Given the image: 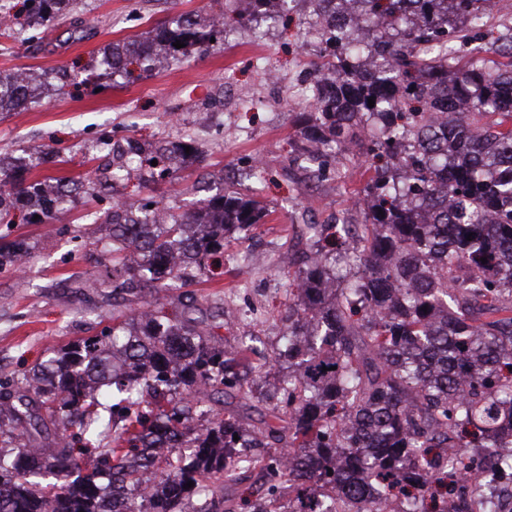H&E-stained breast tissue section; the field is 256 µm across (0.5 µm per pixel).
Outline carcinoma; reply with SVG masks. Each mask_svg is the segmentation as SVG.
Returning a JSON list of instances; mask_svg holds the SVG:
<instances>
[{
  "label": "carcinoma",
  "instance_id": "carcinoma-1",
  "mask_svg": "<svg viewBox=\"0 0 512 512\" xmlns=\"http://www.w3.org/2000/svg\"><path fill=\"white\" fill-rule=\"evenodd\" d=\"M355 2L351 22L319 31L335 78L305 98V141L293 151L318 179L341 159L315 145H356L362 219L301 227L308 250L286 280L285 349L261 362L249 346H224L216 330L227 306L191 290L224 266L227 233L255 229L265 207L227 185L204 209L171 210L143 234L139 213L115 200L105 212L112 278L101 283L112 331L20 378L0 375V443L11 445L0 448V512H112L106 480L125 494V512H317L312 481L355 512H383L390 496L405 512H440L445 486L463 503L479 495L483 476L459 461L471 451L512 479V457L500 458L512 420V102L501 104L512 93V32L479 22L487 0ZM75 3L0 0L22 21L3 34L48 32ZM286 4L224 0L220 26L186 13L149 38L179 61ZM474 42L508 63L487 65ZM125 48L114 68L116 48H105L104 70L86 82L152 70L149 50ZM5 83L0 111L25 96ZM177 156L195 149L161 144L144 162L173 176ZM40 186L0 162V224L13 223L5 199ZM55 212L50 201L28 223L51 224ZM346 238L352 276L336 272ZM25 251L0 248V267ZM272 367L288 369V381L268 396L271 419L246 424L216 408L251 392L247 374ZM195 416L206 422L198 430ZM249 469L262 473L258 488L216 495L214 484Z\"/></svg>",
  "mask_w": 512,
  "mask_h": 512
}]
</instances>
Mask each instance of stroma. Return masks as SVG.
<instances>
[{"label":"stroma","mask_w":512,"mask_h":512,"mask_svg":"<svg viewBox=\"0 0 512 512\" xmlns=\"http://www.w3.org/2000/svg\"><path fill=\"white\" fill-rule=\"evenodd\" d=\"M223 7L224 0H83L78 12L95 17L93 28L75 30L64 23L26 43L0 36V75L68 71L69 83L59 95L0 112V155L30 161L28 179H90L105 162L104 143L129 137L145 144L190 138L200 153L178 178L143 188L134 179L118 180L110 193H81L54 223L0 224V245L17 239L29 245L25 268L0 269V373L23 375L61 347L111 327L112 301L94 283L112 269L111 229L102 214L113 198L136 192L181 212L221 192V184L211 180L219 171L263 202L267 215L247 238L225 240L223 279L201 281L196 289L233 301L242 311L241 320L223 329L231 343L251 336L265 352L283 346L280 312L288 304V266L282 255L298 243L301 225L354 222L363 188L352 169L316 180L289 162L290 145L300 137L294 115L305 108L294 90L316 59L305 36L310 0H290L288 25L239 29L207 54L143 74L134 84L116 76L98 91L79 94L74 88L103 48L144 38L182 14H212ZM262 61L277 69L279 84L263 81ZM228 72L234 75L229 91ZM251 95L264 98V105L240 106V97ZM255 160L261 163L257 172L250 169ZM242 249L252 252V265L235 261Z\"/></svg>","instance_id":"35a3bbf8"}]
</instances>
